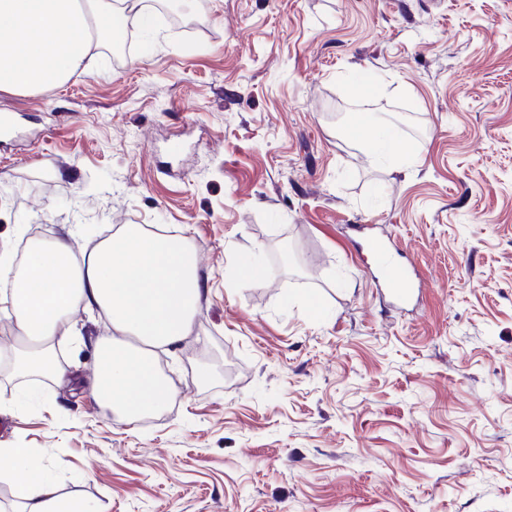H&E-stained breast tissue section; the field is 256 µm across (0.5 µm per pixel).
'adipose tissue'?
Listing matches in <instances>:
<instances>
[{"label": "adipose tissue", "mask_w": 512, "mask_h": 512, "mask_svg": "<svg viewBox=\"0 0 512 512\" xmlns=\"http://www.w3.org/2000/svg\"><path fill=\"white\" fill-rule=\"evenodd\" d=\"M149 29L142 0H0V91L27 92L65 81L100 45L123 36L127 24ZM358 143L372 162L406 157L373 115L357 121ZM202 298L198 264L181 234L121 225L112 237L76 257L68 240L32 244L11 297L19 335L40 341L34 355L0 349L16 372L64 379L53 344L76 340L78 309H96L115 333L96 340L91 390L101 403L137 415L174 399L172 381L157 368L158 348L176 349L190 332ZM32 472L21 484L22 512H94L89 501L62 498L30 449L0 446V468Z\"/></svg>", "instance_id": "adipose-tissue-1"}]
</instances>
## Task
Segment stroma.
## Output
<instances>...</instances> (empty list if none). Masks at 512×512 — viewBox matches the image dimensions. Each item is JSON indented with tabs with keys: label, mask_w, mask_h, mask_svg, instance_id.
<instances>
[{
	"label": "stroma",
	"mask_w": 512,
	"mask_h": 512,
	"mask_svg": "<svg viewBox=\"0 0 512 512\" xmlns=\"http://www.w3.org/2000/svg\"><path fill=\"white\" fill-rule=\"evenodd\" d=\"M128 55L0 91V252L179 228L204 292L152 416L0 367V445L98 512H512V0H178ZM380 114L412 166L368 162ZM417 268L406 307L357 256ZM258 266L265 276L247 278Z\"/></svg>",
	"instance_id": "35a3bbf8"
}]
</instances>
